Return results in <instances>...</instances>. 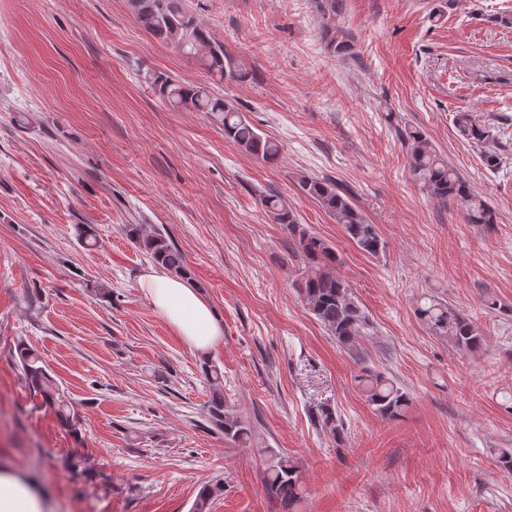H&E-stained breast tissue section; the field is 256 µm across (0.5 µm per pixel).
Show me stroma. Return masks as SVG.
I'll return each instance as SVG.
<instances>
[{
	"label": "stroma",
	"instance_id": "stroma-1",
	"mask_svg": "<svg viewBox=\"0 0 512 512\" xmlns=\"http://www.w3.org/2000/svg\"><path fill=\"white\" fill-rule=\"evenodd\" d=\"M188 3L252 79L212 81L146 33L127 0H0V467L45 490L47 512H190L216 482L211 512H280L261 482L268 446L303 473L291 512H512V474L497 462L512 448V26L489 20L512 14V0H344L345 59L325 51L313 0ZM149 71L211 83L278 142V163L241 152L208 113L160 102ZM464 111L490 126L500 169L459 135ZM404 127L426 134L497 224L466 223L420 188ZM305 176L350 191L384 253H362L303 196ZM260 187L341 256L370 322L353 349L306 307L302 262ZM80 224L94 239L78 238ZM128 224L164 230L183 252L223 324L207 355L144 297L152 261ZM428 294L468 313L485 349L462 354L431 335L416 312ZM22 340L78 413L79 435L34 408ZM206 361L252 444L211 430ZM365 365L409 392L401 420L358 390ZM319 407L341 418L342 443L311 424ZM75 452L111 491L72 478Z\"/></svg>",
	"mask_w": 512,
	"mask_h": 512
}]
</instances>
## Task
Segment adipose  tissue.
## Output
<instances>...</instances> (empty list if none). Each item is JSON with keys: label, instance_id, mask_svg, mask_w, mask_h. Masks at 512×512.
<instances>
[{"label": "adipose tissue", "instance_id": "1", "mask_svg": "<svg viewBox=\"0 0 512 512\" xmlns=\"http://www.w3.org/2000/svg\"><path fill=\"white\" fill-rule=\"evenodd\" d=\"M139 286L152 307L198 353L217 345L223 331L213 307L191 282L160 267L149 268ZM45 497L32 483L10 469H0V512H44Z\"/></svg>", "mask_w": 512, "mask_h": 512}]
</instances>
